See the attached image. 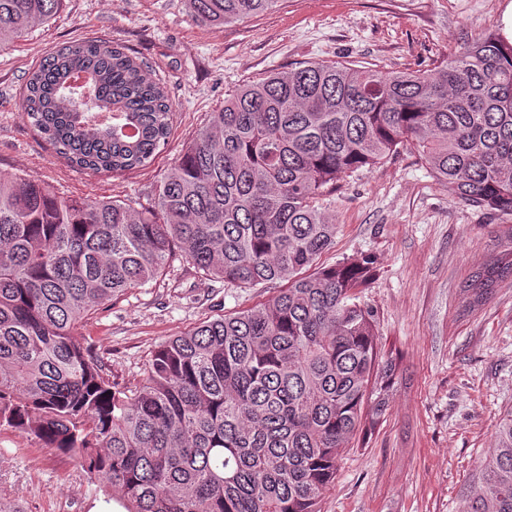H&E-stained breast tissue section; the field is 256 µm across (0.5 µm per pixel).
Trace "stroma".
Wrapping results in <instances>:
<instances>
[{
  "mask_svg": "<svg viewBox=\"0 0 512 512\" xmlns=\"http://www.w3.org/2000/svg\"><path fill=\"white\" fill-rule=\"evenodd\" d=\"M488 32L512 40V0H279L222 27L195 21L185 0H64L52 19L0 53V170L72 198L146 204L238 85L307 61L427 69ZM82 38L124 46L167 89L173 128L145 168H72L24 114L32 68ZM331 208L339 231L322 261L374 258L361 298L374 309L377 342L398 371L382 422L366 444H349L321 512H458L494 443L495 421L512 409V286L500 285L468 312L462 285L505 244L512 220L451 198L409 145L345 178ZM277 290L274 283L244 289L199 280L176 256L166 276L100 308L78 335L113 380L133 386L166 340ZM0 512L121 506L111 488L70 458L1 426Z\"/></svg>",
  "mask_w": 512,
  "mask_h": 512,
  "instance_id": "35a3bbf8",
  "label": "stroma"
}]
</instances>
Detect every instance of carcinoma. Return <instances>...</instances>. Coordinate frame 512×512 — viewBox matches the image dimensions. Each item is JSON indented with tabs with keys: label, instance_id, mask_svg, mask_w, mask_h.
<instances>
[{
	"label": "carcinoma",
	"instance_id": "1",
	"mask_svg": "<svg viewBox=\"0 0 512 512\" xmlns=\"http://www.w3.org/2000/svg\"><path fill=\"white\" fill-rule=\"evenodd\" d=\"M62 2L0 0V52ZM278 2L188 0L211 26ZM24 105L58 154L94 173L146 166L172 129L146 63L100 40L49 53ZM405 144L449 196L511 218L512 43L479 36L425 71L302 62L243 84L147 206L64 197L0 171V426L73 458L126 512H321L397 374L359 300L374 258L320 264L339 228L327 205L341 179ZM177 251L204 280L286 287L170 338L138 385L121 386L78 327L157 280ZM508 280L512 251L464 288L475 304ZM460 512H512V409Z\"/></svg>",
	"mask_w": 512,
	"mask_h": 512
}]
</instances>
